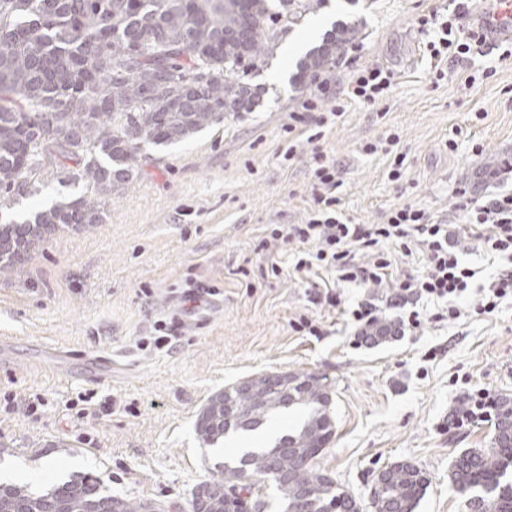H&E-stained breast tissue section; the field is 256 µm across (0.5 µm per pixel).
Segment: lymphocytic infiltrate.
Wrapping results in <instances>:
<instances>
[{"label": "lymphocytic infiltrate", "mask_w": 512, "mask_h": 512, "mask_svg": "<svg viewBox=\"0 0 512 512\" xmlns=\"http://www.w3.org/2000/svg\"><path fill=\"white\" fill-rule=\"evenodd\" d=\"M392 79V73L381 68H367L351 76L328 112L318 111L316 98L304 101L302 112L294 114L288 131L304 138L311 147L312 205L306 223L279 225L272 228L270 237L299 245L294 272L302 283H311L323 271L333 273L334 285L324 286L321 294L330 307L337 308L343 303L337 284L375 286L393 280L386 303L401 312L394 326L395 332L401 334L420 327L415 305L423 299L441 303L440 312L432 316L436 322L459 319L458 301L464 297L473 298L474 310L479 314L493 313L504 300L512 299V192L482 202L464 196L457 203L471 235L482 241L487 252L511 263L510 268L482 284L476 281V269L462 261L451 243L447 225L432 220L423 210L407 204L393 208L380 224L345 222L336 196V167L319 146L321 129L329 119L344 114L348 101L376 102L388 92ZM390 243L406 253L419 247L428 263L427 272L392 279V260L386 250Z\"/></svg>", "instance_id": "f902f5d3"}]
</instances>
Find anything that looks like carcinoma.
Instances as JSON below:
<instances>
[{"mask_svg":"<svg viewBox=\"0 0 512 512\" xmlns=\"http://www.w3.org/2000/svg\"><path fill=\"white\" fill-rule=\"evenodd\" d=\"M325 0H0V216L35 194L32 178L54 173L85 192L22 220L0 221V274L30 261L60 230L101 224L106 203L139 172L142 146L188 139L228 115L249 112L257 89L245 81L270 49ZM361 27L345 25L307 54L300 78L329 73ZM205 67L208 79L189 77ZM327 385L307 373L273 372L212 395L196 431L213 445L255 431L281 409L307 411L302 427L270 446L215 464L218 475L191 493V512H264L258 497L224 493L273 485L283 512H359L356 499L315 466L333 437ZM512 400L496 407L493 446L452 462L449 478L469 512H512ZM427 477L395 463L371 497L373 512H414ZM150 500L108 493L87 474L43 492L0 482V512H159Z\"/></svg>","mask_w":512,"mask_h":512,"instance_id":"obj_1","label":"carcinoma"}]
</instances>
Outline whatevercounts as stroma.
Here are the masks:
<instances>
[{
  "label": "stroma",
  "instance_id": "obj_1",
  "mask_svg": "<svg viewBox=\"0 0 512 512\" xmlns=\"http://www.w3.org/2000/svg\"><path fill=\"white\" fill-rule=\"evenodd\" d=\"M451 0H326L272 50L250 81L261 90L253 111L226 117L181 142L146 146L137 178L113 195L104 223L62 231L34 259L0 275V477L41 485L73 472L97 476L114 494L148 499L165 512H190L191 493L214 465L288 434L299 416L273 415L257 431L218 446L195 431L217 391L260 373L326 378L333 438L317 465L370 508L379 471L395 462L420 467L428 486L415 512H467L448 479L452 461L492 445L494 418L456 425L451 412L479 389L512 397V300L476 314L431 322L433 303L416 305L420 329L355 346L341 310L315 302L293 274V246H256L278 224L305 223L313 184L310 150L285 159L293 113L316 91L297 83L298 65L341 23L363 28L346 46L328 96L350 70L381 67L394 83L373 103L349 101L325 126L321 145L335 160L336 195L347 222L380 224L409 204L451 226V238L481 278L496 274L470 237L459 191L485 200L512 189V42L472 48L467 58L432 61L429 12ZM404 157L367 153L389 135ZM278 263L279 277L266 275ZM216 302L207 323L148 345L156 321H170L187 294ZM309 316L312 336L293 323ZM113 360L108 380L83 367L64 378L37 363L40 346Z\"/></svg>",
  "mask_w": 512,
  "mask_h": 512
}]
</instances>
